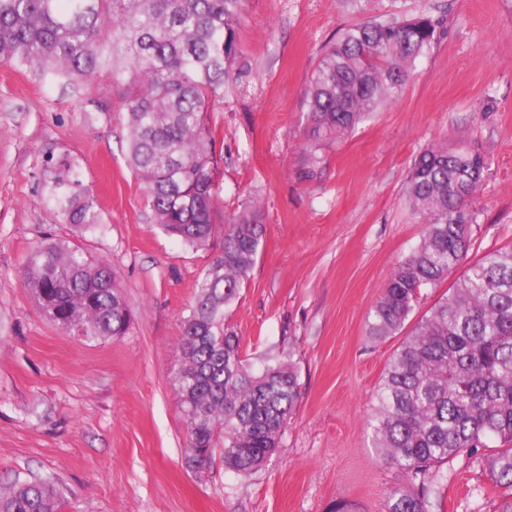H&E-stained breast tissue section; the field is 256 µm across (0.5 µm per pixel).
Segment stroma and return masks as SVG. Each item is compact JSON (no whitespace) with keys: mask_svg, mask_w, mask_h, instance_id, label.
<instances>
[{"mask_svg":"<svg viewBox=\"0 0 512 512\" xmlns=\"http://www.w3.org/2000/svg\"><path fill=\"white\" fill-rule=\"evenodd\" d=\"M443 18L399 96L311 152L305 106L322 46L363 15L343 0H244L238 57L210 122L218 215L258 200L262 251L226 320L252 370L291 359L299 398L276 453L243 477L185 464L170 378L182 320L213 253L167 237L125 162L123 87L73 88L0 64V486L54 477L61 512H382L399 482L371 445L372 394L405 333L369 336L368 313L424 225L404 196L426 147L475 143L491 161L473 252L512 245V0H378L377 14ZM317 161H310V154ZM70 155L102 223L65 224L46 160ZM54 240L110 262L132 322L90 340L48 322L22 285ZM440 512H494L478 466H441Z\"/></svg>","mask_w":512,"mask_h":512,"instance_id":"1","label":"stroma"}]
</instances>
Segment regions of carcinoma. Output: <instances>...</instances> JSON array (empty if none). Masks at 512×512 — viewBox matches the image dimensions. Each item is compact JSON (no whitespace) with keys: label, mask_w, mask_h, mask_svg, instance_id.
<instances>
[{"label":"carcinoma","mask_w":512,"mask_h":512,"mask_svg":"<svg viewBox=\"0 0 512 512\" xmlns=\"http://www.w3.org/2000/svg\"><path fill=\"white\" fill-rule=\"evenodd\" d=\"M243 0H0V62L74 87L106 72L124 85L125 160L142 184L153 223L194 249L215 238L218 175L212 103L224 96L238 54ZM443 20L420 13L353 25L327 43L306 98L312 147L342 139L398 97ZM475 147L424 149L405 195L426 224L368 316L375 338L401 330L424 290L465 267L389 361L369 422L374 447L401 474L384 512H434L439 468L465 456L505 489L495 512H512V247L471 258L475 193L488 174ZM65 223L101 224L75 161L51 170ZM222 248L195 283L182 321V364L170 384L183 410L188 466L215 457L248 476L273 455L298 398L291 362L252 372L225 309L262 249L256 203L224 217ZM111 265L58 242L41 245L22 285L44 316L93 339L126 333L131 315ZM54 481L0 487V512H60Z\"/></svg>","instance_id":"obj_1"}]
</instances>
